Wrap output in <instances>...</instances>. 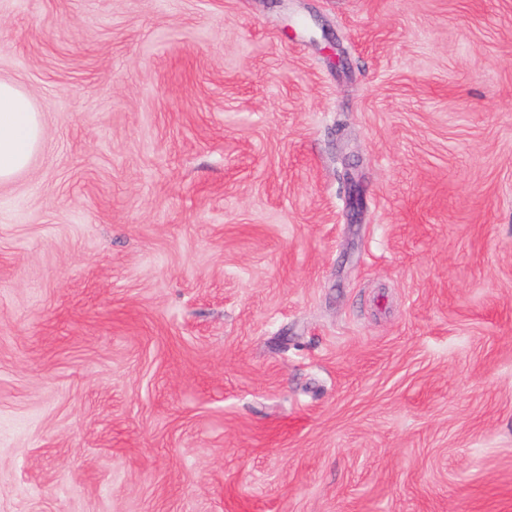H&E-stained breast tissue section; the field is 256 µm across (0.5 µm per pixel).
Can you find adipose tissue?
Listing matches in <instances>:
<instances>
[{"mask_svg":"<svg viewBox=\"0 0 512 512\" xmlns=\"http://www.w3.org/2000/svg\"><path fill=\"white\" fill-rule=\"evenodd\" d=\"M43 138L40 115L21 87L0 81V183L24 169Z\"/></svg>","mask_w":512,"mask_h":512,"instance_id":"obj_1","label":"adipose tissue"}]
</instances>
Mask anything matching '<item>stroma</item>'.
I'll list each match as a JSON object with an SVG mask.
<instances>
[{"label":"stroma","instance_id":"35a3bbf8","mask_svg":"<svg viewBox=\"0 0 512 512\" xmlns=\"http://www.w3.org/2000/svg\"><path fill=\"white\" fill-rule=\"evenodd\" d=\"M0 79V512H512V0H0ZM43 138L39 112L21 87L0 81V183L24 169Z\"/></svg>","mask_w":512,"mask_h":512}]
</instances>
